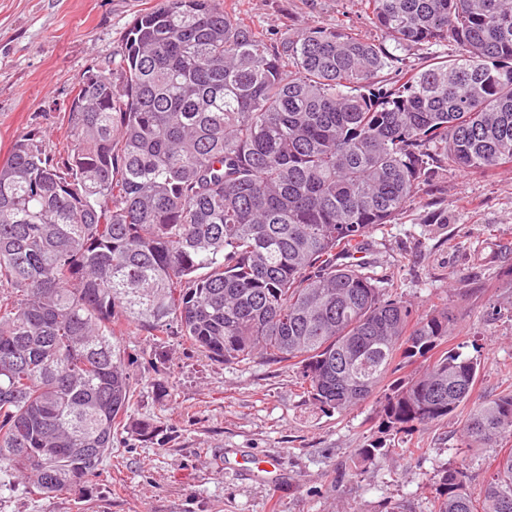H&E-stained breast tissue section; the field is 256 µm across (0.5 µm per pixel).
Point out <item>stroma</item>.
<instances>
[{
	"label": "stroma",
	"mask_w": 512,
	"mask_h": 512,
	"mask_svg": "<svg viewBox=\"0 0 512 512\" xmlns=\"http://www.w3.org/2000/svg\"><path fill=\"white\" fill-rule=\"evenodd\" d=\"M159 2L0 0V162L34 129L48 150L62 149L74 87L119 57L132 21ZM224 3L268 38L340 20L375 34L359 0ZM364 256L402 301L447 304L449 346L480 362L474 398L512 390V167L445 173L368 234ZM120 341L133 396L111 463L77 496L44 498L12 481L0 512H434L450 463L466 462L476 494L503 453L461 450L456 414L398 433L371 399L343 414L321 410L295 366L216 362L178 336L131 330ZM144 423L152 439L138 434ZM373 444L386 456L357 465V449ZM244 458L272 461L276 482L241 468Z\"/></svg>",
	"instance_id": "stroma-1"
}]
</instances>
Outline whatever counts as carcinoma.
Returning <instances> with one entry per match:
<instances>
[{
  "mask_svg": "<svg viewBox=\"0 0 512 512\" xmlns=\"http://www.w3.org/2000/svg\"><path fill=\"white\" fill-rule=\"evenodd\" d=\"M361 5L372 38L339 23L272 40L215 0H161L78 83L66 148L15 143L0 163V472L47 498L98 474L132 397L122 326L297 365L338 413L422 360L380 392L384 426L466 406L461 447L512 438V392L472 400L478 359L442 348L448 307L391 297L358 258L441 173L512 167V0ZM442 41L456 58L401 67L397 52ZM468 479L444 469L435 512H512V452L481 501Z\"/></svg>",
  "mask_w": 512,
  "mask_h": 512,
  "instance_id": "obj_1",
  "label": "carcinoma"
}]
</instances>
